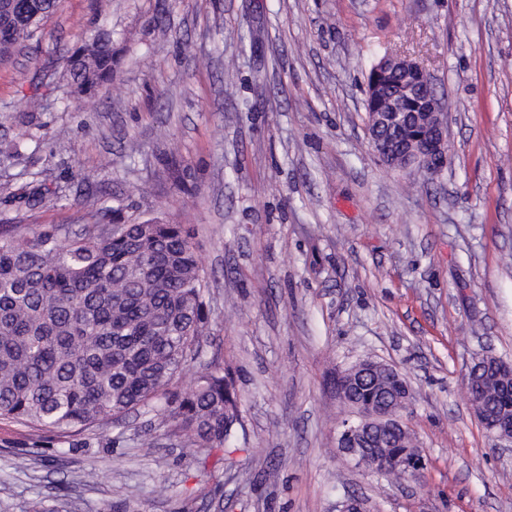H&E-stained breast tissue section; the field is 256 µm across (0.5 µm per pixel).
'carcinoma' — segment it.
<instances>
[{
  "mask_svg": "<svg viewBox=\"0 0 512 512\" xmlns=\"http://www.w3.org/2000/svg\"><path fill=\"white\" fill-rule=\"evenodd\" d=\"M15 34L0 62L40 37L58 0H13ZM112 38L94 36L65 58L68 84L87 94L112 79ZM207 281L182 224L26 228L0 221V420L41 430L103 427L165 399L170 425L203 458L224 449L240 424L239 395L218 360H200L208 325ZM192 384L172 390L182 373ZM487 417L512 405L497 373H481ZM396 455L413 438L384 433Z\"/></svg>",
  "mask_w": 512,
  "mask_h": 512,
  "instance_id": "1",
  "label": "carcinoma"
}]
</instances>
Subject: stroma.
<instances>
[{
	"label": "stroma",
	"instance_id": "35a3bbf8",
	"mask_svg": "<svg viewBox=\"0 0 512 512\" xmlns=\"http://www.w3.org/2000/svg\"><path fill=\"white\" fill-rule=\"evenodd\" d=\"M101 28L114 74L68 97L64 59ZM389 53L448 114L428 185L369 144ZM114 211L191 231L201 358L233 374L242 425L203 462L155 411L77 435L2 420L0 512H512V443L465 389L475 358L512 362V0H58L0 64V218ZM363 359L411 384L417 478L337 446L352 413L332 381Z\"/></svg>",
	"mask_w": 512,
	"mask_h": 512
}]
</instances>
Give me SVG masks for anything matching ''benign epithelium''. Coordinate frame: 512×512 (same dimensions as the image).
Instances as JSON below:
<instances>
[{
  "instance_id": "7a95c632",
  "label": "benign epithelium",
  "mask_w": 512,
  "mask_h": 512,
  "mask_svg": "<svg viewBox=\"0 0 512 512\" xmlns=\"http://www.w3.org/2000/svg\"><path fill=\"white\" fill-rule=\"evenodd\" d=\"M392 74L401 79L402 90L392 94L386 78ZM371 104L367 109V133L370 146L381 163L403 172L422 167L448 165V114L439 106L430 74L415 60L402 54L382 57L372 68ZM394 128L403 131L398 140L387 138ZM410 404V393H392L378 404L351 406L357 419L347 421L337 438L338 447L365 465L377 453L375 437L380 429L393 427L407 433L404 413Z\"/></svg>"
}]
</instances>
